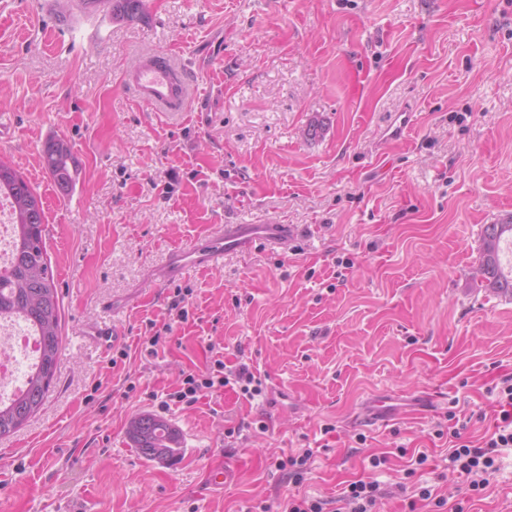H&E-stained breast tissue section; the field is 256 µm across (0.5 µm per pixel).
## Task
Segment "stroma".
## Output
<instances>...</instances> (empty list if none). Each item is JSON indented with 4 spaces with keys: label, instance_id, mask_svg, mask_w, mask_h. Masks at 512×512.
<instances>
[{
    "label": "stroma",
    "instance_id": "obj_1",
    "mask_svg": "<svg viewBox=\"0 0 512 512\" xmlns=\"http://www.w3.org/2000/svg\"><path fill=\"white\" fill-rule=\"evenodd\" d=\"M157 49L194 111L152 112L124 83ZM2 116L0 160L45 212L63 342L44 409L0 438V512H282L400 446L427 449L429 485L465 498L435 431L457 407L481 436L487 390L512 372V299L474 282L484 225L512 214V0H145L139 20L106 0H0ZM51 137L79 166L67 195L43 167ZM227 224L296 238L154 279ZM213 342L264 396L171 400ZM144 413L176 429L174 460L133 448ZM305 448V481L280 483L276 459ZM472 512H512V455Z\"/></svg>",
    "mask_w": 512,
    "mask_h": 512
}]
</instances>
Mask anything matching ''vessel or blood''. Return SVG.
Segmentation results:
<instances>
[{"mask_svg": "<svg viewBox=\"0 0 512 512\" xmlns=\"http://www.w3.org/2000/svg\"><path fill=\"white\" fill-rule=\"evenodd\" d=\"M123 78L135 88L142 106L157 112H184L190 106L189 86L177 77L166 52L146 54ZM294 237L295 229L289 224H228L222 233L173 251L155 277L172 283L186 270L217 264L226 253L245 251L258 242L284 248Z\"/></svg>", "mask_w": 512, "mask_h": 512, "instance_id": "vessel-or-blood-1", "label": "vessel or blood"}]
</instances>
